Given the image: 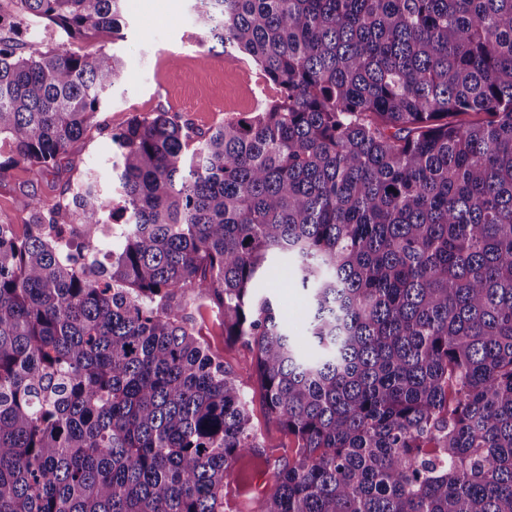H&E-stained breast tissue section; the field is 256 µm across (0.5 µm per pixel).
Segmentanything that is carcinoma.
Segmentation results:
<instances>
[{"label": "carcinoma", "instance_id": "obj_1", "mask_svg": "<svg viewBox=\"0 0 512 512\" xmlns=\"http://www.w3.org/2000/svg\"><path fill=\"white\" fill-rule=\"evenodd\" d=\"M0 176L94 126L124 0H8ZM56 36L21 51L30 23ZM278 96L200 132H111L92 169L0 223V512H224L270 468L202 299L255 351L293 435L257 512H512V0H195ZM120 232L103 237V225ZM287 259L304 337L261 291Z\"/></svg>", "mask_w": 512, "mask_h": 512}]
</instances>
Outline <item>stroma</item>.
I'll list each match as a JSON object with an SVG mask.
<instances>
[{
    "label": "stroma",
    "mask_w": 512,
    "mask_h": 512,
    "mask_svg": "<svg viewBox=\"0 0 512 512\" xmlns=\"http://www.w3.org/2000/svg\"><path fill=\"white\" fill-rule=\"evenodd\" d=\"M125 5L129 24L119 38L99 36L73 45L80 52L104 49L125 63L124 77L110 89L95 127L73 143L56 165L44 169L21 165L0 178V223L14 225L17 233H24L31 221L33 198H58L82 170L96 168L102 186H110V132L131 114L174 109L184 121L205 131L254 111L258 100L278 94L277 87L253 64L240 59L235 66H225L223 49L213 47L191 22L193 0H125ZM264 287L287 320L289 331L303 334L309 314L305 292L290 278L266 279ZM193 317L209 351L237 375L252 423L261 431L265 446L279 449L272 466H287L298 443L271 419L260 388L246 373L252 351L244 344L226 342L224 317L211 305L201 304Z\"/></svg>",
    "instance_id": "35a3bbf8"
}]
</instances>
